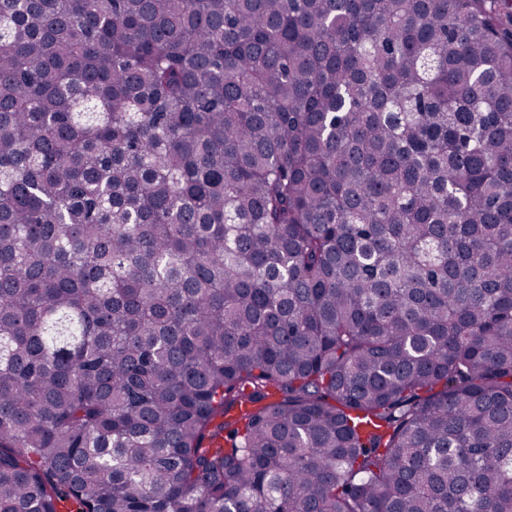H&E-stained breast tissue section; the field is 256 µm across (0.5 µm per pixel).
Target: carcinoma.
Here are the masks:
<instances>
[{
  "mask_svg": "<svg viewBox=\"0 0 512 512\" xmlns=\"http://www.w3.org/2000/svg\"><path fill=\"white\" fill-rule=\"evenodd\" d=\"M505 0H0V512H512Z\"/></svg>",
  "mask_w": 512,
  "mask_h": 512,
  "instance_id": "1",
  "label": "carcinoma"
}]
</instances>
